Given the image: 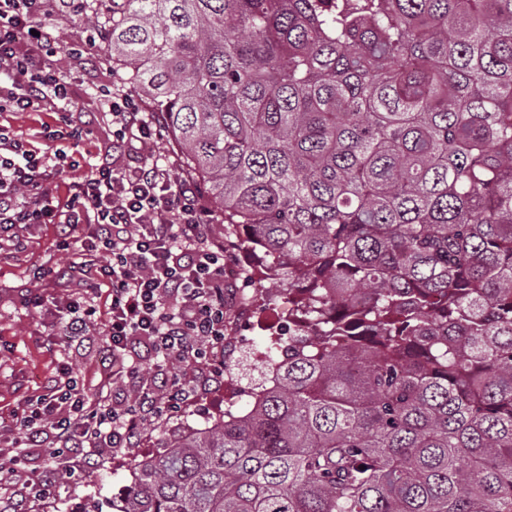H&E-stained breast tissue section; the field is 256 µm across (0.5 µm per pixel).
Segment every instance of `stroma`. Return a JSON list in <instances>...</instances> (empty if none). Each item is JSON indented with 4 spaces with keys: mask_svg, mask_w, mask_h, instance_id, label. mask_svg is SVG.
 <instances>
[{
    "mask_svg": "<svg viewBox=\"0 0 512 512\" xmlns=\"http://www.w3.org/2000/svg\"><path fill=\"white\" fill-rule=\"evenodd\" d=\"M108 63L103 50H95L86 68L77 70L75 84L80 107L96 113L97 121L91 135L80 145L79 168L64 176L59 194H66L68 183L83 180L91 171L98 149L109 143L112 126L99 114L97 88L107 79ZM0 126L17 138L41 146L47 129L57 128L55 112H0ZM22 246H14V239ZM69 254L56 247V229L51 224H31L20 229L17 237L0 236V421L11 422L12 413L31 395L42 393L59 375L63 361L53 351L43 334L46 312L24 307L20 295L30 288V275L37 266L61 267ZM244 302L256 305L254 316L242 322L237 303H230L225 317L233 329L236 348L224 367L235 396V407H244L248 394L258 383L264 367L256 356L270 340L269 328L281 320L288 308V295L268 282H256L245 288ZM213 383L189 403L180 405L167 419L150 427L140 444L101 456L90 468L77 469L72 478L55 483L50 501L37 512H111L112 498L119 496L130 484L134 465L162 450L191 429L211 424L224 414V389Z\"/></svg>",
    "mask_w": 512,
    "mask_h": 512,
    "instance_id": "stroma-1",
    "label": "stroma"
}]
</instances>
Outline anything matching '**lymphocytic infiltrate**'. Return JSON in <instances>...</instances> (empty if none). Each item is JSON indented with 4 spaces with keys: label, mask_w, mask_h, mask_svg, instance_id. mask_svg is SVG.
Returning a JSON list of instances; mask_svg holds the SVG:
<instances>
[{
    "label": "lymphocytic infiltrate",
    "mask_w": 512,
    "mask_h": 512,
    "mask_svg": "<svg viewBox=\"0 0 512 512\" xmlns=\"http://www.w3.org/2000/svg\"><path fill=\"white\" fill-rule=\"evenodd\" d=\"M83 0H0V111L53 109L60 129L43 146L0 129V224H52L58 250L73 254L64 269L40 267L34 282L73 284L97 275L111 292L101 333L109 355L96 384L73 376L77 353L96 313L92 293L83 302L28 290L25 305L49 311L47 335L63 330L66 362L47 392L26 399L5 431L12 448H41L55 460L57 477L71 475L74 452L94 455L131 448L155 420L177 408L201 382L224 374V263L230 249L214 231V216L190 175L144 152L160 126L127 92L103 90L99 105L112 125L91 173L57 181L78 167L72 153L91 129L75 117L72 69L92 56L93 39L60 47L57 17ZM69 58L62 67L58 54Z\"/></svg>",
    "instance_id": "obj_1"
}]
</instances>
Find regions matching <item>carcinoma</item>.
Returning a JSON list of instances; mask_svg holds the SVG:
<instances>
[{"label":"carcinoma","instance_id":"1","mask_svg":"<svg viewBox=\"0 0 512 512\" xmlns=\"http://www.w3.org/2000/svg\"><path fill=\"white\" fill-rule=\"evenodd\" d=\"M334 2L73 15L288 292L276 375L115 512H512V0Z\"/></svg>","mask_w":512,"mask_h":512}]
</instances>
